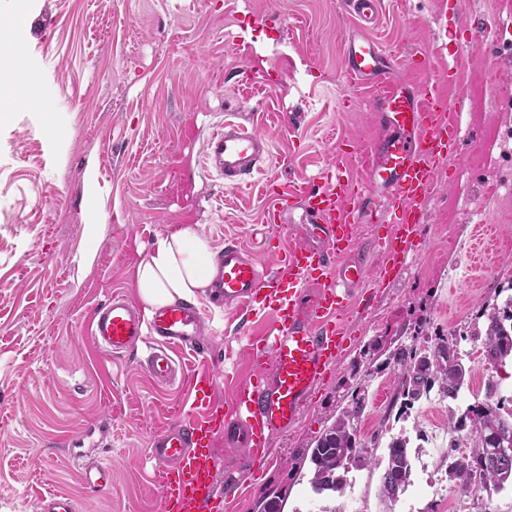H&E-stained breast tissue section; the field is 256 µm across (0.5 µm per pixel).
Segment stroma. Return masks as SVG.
Returning a JSON list of instances; mask_svg holds the SVG:
<instances>
[{"label": "stroma", "instance_id": "stroma-1", "mask_svg": "<svg viewBox=\"0 0 512 512\" xmlns=\"http://www.w3.org/2000/svg\"><path fill=\"white\" fill-rule=\"evenodd\" d=\"M372 38L405 55L428 58L436 72L457 64L451 99L462 102L465 143L440 170L429 222L399 280L375 287L371 267L344 315L346 351L319 384L288 433L271 438L273 461L248 478L228 512H258L261 498L284 493L283 512H404L421 480L397 502L380 498L383 468L350 469L343 491L314 493L312 471L289 461L311 447L350 401L366 391L362 440L380 431L414 436L428 423L447 427L449 410L483 401L487 381L512 397V358L485 367L482 343L466 338L476 316L512 284V0H464L488 26L493 55L467 46V24L433 38L434 19L455 0H381ZM354 25L342 0H0V34L22 49L36 83L0 88V512H39L48 491L70 495L76 512H163L151 483L153 432L189 408L187 386L154 384L143 349L113 357L88 339V315L119 293L139 302L135 271L159 236L193 224L211 246L248 232L287 236L303 230L301 212L287 225L267 223L262 191L319 175L341 139L367 142L369 113L349 106L341 72V34ZM275 72L269 93L242 84V70ZM264 98L254 111L256 98ZM254 112L271 140L270 162L251 185L225 190L200 165L199 145L216 123ZM292 119L282 128L281 115ZM205 347L184 360L217 374L215 395L231 405L256 367L250 323L230 310L205 308ZM464 334L470 369L459 400L404 418L391 413L394 369L385 354L425 337ZM112 469L102 491L80 480L83 462Z\"/></svg>", "mask_w": 512, "mask_h": 512}]
</instances>
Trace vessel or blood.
<instances>
[{
  "mask_svg": "<svg viewBox=\"0 0 512 512\" xmlns=\"http://www.w3.org/2000/svg\"><path fill=\"white\" fill-rule=\"evenodd\" d=\"M379 6L380 0H346L356 27L342 36L347 83L368 90L377 107L379 136L350 152L362 178L351 179L340 164L331 163L319 181L301 183L295 192L266 189L269 223L299 208L310 226L276 249L263 241V252L277 254L272 271L262 269L254 251L235 243L214 258L209 301L249 318L267 311L273 316L272 327L249 345L257 373L238 389L232 409L215 399L213 371L186 367L173 356L204 346V320L194 304L179 301L146 313L115 294L90 316L89 339L96 348L119 356L146 344L151 379L163 386L181 377L191 390V412L156 431L150 442L156 461L151 481L161 492L164 512H224L213 454L216 437L246 449L249 470L270 464L271 437L297 425L328 366L342 354L343 314L366 278L370 256L383 257L381 279L402 276L428 221L437 173L461 151L460 104L441 95L427 65L411 63L412 77L400 78L401 55L369 36ZM270 146L256 125L228 120L204 140L202 167L225 188L237 189L269 161ZM368 224L385 232L365 246L361 233ZM82 476L93 489L112 483L111 469L102 464H86ZM39 505L41 512H75L73 499L57 492L43 495Z\"/></svg>",
  "mask_w": 512,
  "mask_h": 512,
  "instance_id": "obj_1",
  "label": "vessel or blood"
}]
</instances>
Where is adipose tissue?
Here are the masks:
<instances>
[{
    "label": "adipose tissue",
    "instance_id": "obj_1",
    "mask_svg": "<svg viewBox=\"0 0 512 512\" xmlns=\"http://www.w3.org/2000/svg\"><path fill=\"white\" fill-rule=\"evenodd\" d=\"M213 255L197 227L186 225L158 238L136 268V285L147 307L185 300L210 281Z\"/></svg>",
    "mask_w": 512,
    "mask_h": 512
}]
</instances>
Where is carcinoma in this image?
Wrapping results in <instances>:
<instances>
[{"label":"carcinoma","instance_id":"cac0c4a2","mask_svg":"<svg viewBox=\"0 0 512 512\" xmlns=\"http://www.w3.org/2000/svg\"><path fill=\"white\" fill-rule=\"evenodd\" d=\"M484 316V328H473L470 336L482 340L485 360L496 365L512 357V295L502 303L494 304ZM435 340L430 349L401 344L390 355L398 373L397 398L405 407L430 395L435 388L444 397L455 401L468 386V370L457 352V339L437 336ZM498 393V384L490 380L485 401L467 406L460 415L450 414L449 431L454 433L469 428L474 445L473 453L455 459L449 466L451 481L456 483L474 476L482 485L497 491L512 483V407L505 406L507 402L512 404V398L506 400ZM364 405L365 393L353 390L351 405L334 416L315 440L314 447L307 449L313 466L310 485L315 493L343 490L347 479L345 472L340 470L341 463L345 460L351 464L363 462L372 455V450L358 435V421ZM382 463L380 495L384 500L394 502L409 485L412 474L406 440L399 437L391 440Z\"/></svg>","mask_w":512,"mask_h":512}]
</instances>
